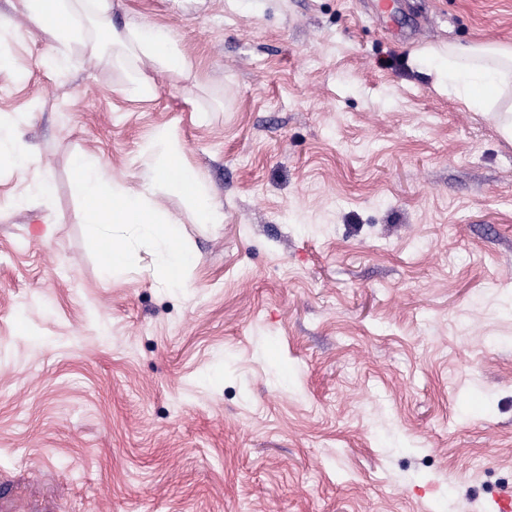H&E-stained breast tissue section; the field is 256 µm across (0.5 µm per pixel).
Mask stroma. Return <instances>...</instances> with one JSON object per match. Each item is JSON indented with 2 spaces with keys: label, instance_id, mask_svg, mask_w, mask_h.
<instances>
[{
  "label": "stroma",
  "instance_id": "stroma-1",
  "mask_svg": "<svg viewBox=\"0 0 512 512\" xmlns=\"http://www.w3.org/2000/svg\"><path fill=\"white\" fill-rule=\"evenodd\" d=\"M190 78L128 100L111 53L0 0V512H488L512 493V143L436 49L512 48V0H121ZM198 83L194 101L184 90ZM167 129L224 213L156 200L199 258L103 272L79 154L140 188ZM4 159L9 160L14 170L23 176L27 175L29 170H37L32 155L15 135L0 128V161Z\"/></svg>",
  "mask_w": 512,
  "mask_h": 512
}]
</instances>
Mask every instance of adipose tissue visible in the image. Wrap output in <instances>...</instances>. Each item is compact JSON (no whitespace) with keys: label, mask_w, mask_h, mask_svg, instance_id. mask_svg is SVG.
<instances>
[{"label":"adipose tissue","mask_w":512,"mask_h":512,"mask_svg":"<svg viewBox=\"0 0 512 512\" xmlns=\"http://www.w3.org/2000/svg\"><path fill=\"white\" fill-rule=\"evenodd\" d=\"M15 9L54 41L55 48L43 64L55 71L67 68L75 21L86 18L91 28L85 38L86 48L93 53L111 49L114 59L134 71V80L124 90L129 99L141 101L155 96L154 73L186 76L193 70V61L186 52L154 25L132 20L115 26L113 0H16ZM442 56L449 93L467 111L493 120L512 140V110L499 104L502 89L512 87V50L488 43L465 48L452 43ZM4 159L20 174L30 175L37 194H52L50 174L35 170L32 155L15 135L0 130V161Z\"/></svg>","instance_id":"adipose-tissue-1"}]
</instances>
